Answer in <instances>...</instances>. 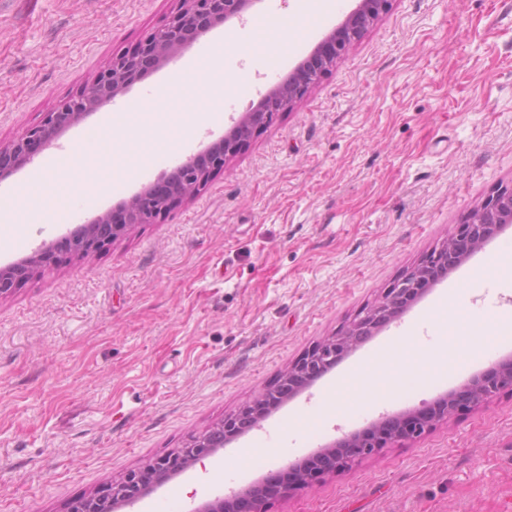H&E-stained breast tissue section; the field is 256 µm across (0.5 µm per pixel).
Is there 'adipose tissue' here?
I'll return each mask as SVG.
<instances>
[{
  "instance_id": "1",
  "label": "adipose tissue",
  "mask_w": 512,
  "mask_h": 512,
  "mask_svg": "<svg viewBox=\"0 0 512 512\" xmlns=\"http://www.w3.org/2000/svg\"><path fill=\"white\" fill-rule=\"evenodd\" d=\"M433 315L441 325L444 340L434 349L429 359H421L417 346L411 342L393 341L384 349L372 353L348 376L341 379L329 392V401L333 402L342 397L356 398L364 389L369 390L374 398H390V386L397 372H409L417 378L421 375L419 366L424 363L431 374H444L450 368L451 359L470 357L486 348L490 342L512 334L511 308L492 314L476 342L460 333L459 326L463 318L459 315L449 316L446 304H439Z\"/></svg>"
}]
</instances>
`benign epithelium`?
I'll return each mask as SVG.
<instances>
[{"mask_svg": "<svg viewBox=\"0 0 512 512\" xmlns=\"http://www.w3.org/2000/svg\"><path fill=\"white\" fill-rule=\"evenodd\" d=\"M259 2L261 0H179L178 9L133 50L112 58L91 82L46 113L40 124L23 130L6 145L0 143V182L30 164L64 132L110 105L142 71L165 63L216 24L241 18ZM390 4L391 0H357L356 6L314 47L310 56L299 62L288 77L276 83L257 105L243 113L224 137L159 178L166 184L163 196H156L154 187H146L126 203L123 223H114L112 212H103L71 230L62 238L60 246L79 257L102 252L134 225L164 217L180 201L195 195L213 174L224 169L226 159L238 153L252 135L268 126L277 113L303 98L320 77L342 59L362 31L389 10ZM511 223L512 189H500L472 211L466 223L458 225L425 263L395 279L378 301L357 315L345 333L315 344L288 368L276 387L264 390L237 412L225 416L217 424L222 437L213 438L207 431L177 452L111 481L87 497L75 499L69 512H120L132 508L166 482L217 454L225 445L257 427L269 412L267 404L285 387H290V397L308 388L365 338L405 313L429 290L434 281L431 272L438 269L445 273L455 268L466 255L491 242L503 225ZM57 262L55 245L49 244L31 258L1 267L0 297L29 279L35 270L50 268ZM505 388L512 389V359L509 357L473 377L460 390L441 396L431 404L387 417L333 441L322 451L329 457L326 469L344 471L355 460L376 452L392 440L417 438L436 422ZM265 494L264 482H251L228 496L216 494L198 504L193 503L186 512H264Z\"/></svg>", "mask_w": 512, "mask_h": 512, "instance_id": "benign-epithelium-1", "label": "benign epithelium"}]
</instances>
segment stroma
<instances>
[{
    "label": "stroma",
    "instance_id": "35a3bbf8",
    "mask_svg": "<svg viewBox=\"0 0 512 512\" xmlns=\"http://www.w3.org/2000/svg\"><path fill=\"white\" fill-rule=\"evenodd\" d=\"M177 0H0V142L40 123L112 57L144 40ZM355 6L306 21L301 35L224 59L249 71L183 152L83 207L117 208L224 136ZM294 0H259L215 27L111 104L154 91L217 39ZM512 188V0H393L289 110L227 159L164 219L135 225L107 250L67 256L0 297V512H67L126 472L185 447L273 385L310 346L343 332L492 193ZM70 223H28L0 267L61 239ZM512 225L436 281L403 315L311 387L227 445L209 469L167 482L134 512L230 492L318 455L346 433L459 389L512 354L483 350L446 377L398 382L394 397L344 402L338 379L391 338L428 354L431 312L456 288L470 338L512 308L492 273ZM265 512H512V391L388 443L348 470L283 491Z\"/></svg>",
    "mask_w": 512,
    "mask_h": 512
}]
</instances>
